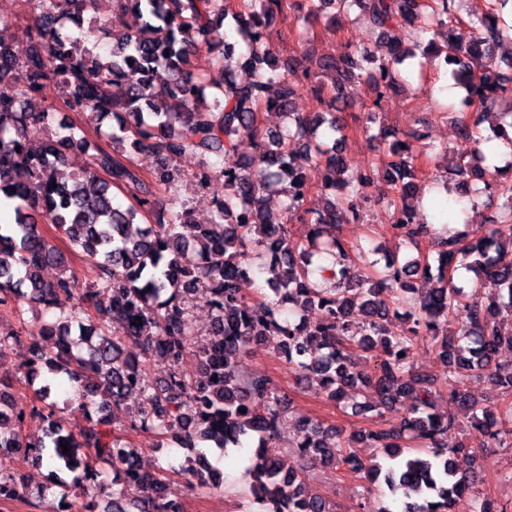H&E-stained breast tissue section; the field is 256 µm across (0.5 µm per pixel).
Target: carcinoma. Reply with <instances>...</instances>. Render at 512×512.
Returning a JSON list of instances; mask_svg holds the SVG:
<instances>
[{"instance_id":"cac0c4a2","label":"carcinoma","mask_w":512,"mask_h":512,"mask_svg":"<svg viewBox=\"0 0 512 512\" xmlns=\"http://www.w3.org/2000/svg\"><path fill=\"white\" fill-rule=\"evenodd\" d=\"M97 2L30 0L40 49L19 63L0 44V197L18 201L13 222L0 224V307L15 312L34 302L50 308L59 294H74L68 260L42 233L39 220L53 224L93 260L96 279L82 299L39 329L51 349L41 348L34 336L30 340L35 363L77 381L80 398L95 405L97 419L77 433L69 431L50 385L36 389L41 407L30 408L16 401L12 382L0 378V458L10 455L35 465L47 461L52 483L44 490L58 487L64 499L86 493L102 477L100 465L110 464L121 487L112 490L107 512H173L176 499L167 469L133 468L135 453L110 428L108 410L137 389L143 401L134 422L171 435L185 448L203 443L225 451L255 441L247 492L261 512H329L319 497L303 490L299 471L272 452L283 417L281 397L270 392L265 376L239 369L250 346L265 343L293 369L313 374L334 402L365 392L367 401L358 408L379 417L410 402L409 416L399 425L359 436L340 432L331 440L320 422H302L296 443L301 458L339 462L364 474L367 488L384 486L390 496L404 500L403 512H493L478 503L473 477L460 474L455 455L467 446L442 443L460 426L434 412L442 384L417 370L411 358L418 339H430L446 368L448 396L470 411L466 430L488 448L512 447V403L479 408L463 390L464 378L486 372L512 398V366L496 362L501 349H512V179L503 180V168L483 164L484 154L465 162L449 146L425 142L418 130L389 144L388 199L397 214L391 231L402 246L416 251L423 239H434L437 266L420 253L406 260L387 257L381 269L367 257L364 264L372 273L344 286L351 248L333 230L358 219L363 205L349 190L374 177L351 171L339 154L344 131L335 113L336 94L318 98L315 112L291 109L298 85L278 64L262 28L293 4L246 0L237 28L241 50H218L227 77L213 84L192 57L201 48L217 50L213 25L224 16L223 0H114L142 24L112 34L108 60L81 47V38L65 30L70 15L92 10ZM304 2L306 12L298 16L304 25L356 7L380 32L405 24L431 33L416 43L418 54L379 41L364 57L366 67L351 53L324 63L337 75L336 86L348 83L372 92L366 135L373 140L385 136L382 101L399 82V66L416 57L423 68L442 58L449 66L448 80L465 91L458 116L463 134L481 144L480 125L489 115L499 118L493 136L503 141L512 171V137L505 132L512 128V78L494 69L495 45L512 40V20L502 16L512 0H493L487 13L469 19L473 35L466 42L454 33L460 21L457 0ZM239 66L251 68L254 79L232 77ZM58 83L70 110L89 112L99 122L115 118L111 145L90 143L75 123L53 131L51 113L28 110L26 100ZM273 84L277 96L269 102L262 93ZM273 103L283 118L275 136L259 123V111ZM242 131L256 147L244 160L237 156ZM39 135L44 136L41 150L32 152L27 141ZM76 150L91 152L89 170L66 176L68 154ZM144 150L160 161L149 178L132 162ZM435 153L453 161V172L462 177L458 187L480 182L496 198L498 216L476 226L472 242L415 221L414 163ZM179 159L198 160L199 179L224 177V197L216 201L211 223H194L175 196L165 222L140 223L153 209L156 189L173 188ZM314 160L325 165L318 190L327 202L325 209L310 213L303 206L307 166ZM124 187L136 189L137 205L124 208L114 202L112 189ZM271 189L287 195L289 217L309 226L305 240L294 242L288 225L267 222L265 194ZM49 265L62 267L53 282L40 276ZM460 269L473 274L469 291L455 281ZM255 270L266 274L272 293L263 302V318L237 286L242 275ZM200 288L209 294L213 328L190 376L178 365L194 339L188 299ZM283 305L294 313L321 309L323 315L311 322L291 320L281 317ZM401 308L409 326L405 334L393 336L384 321ZM151 321L158 324L155 336L144 334ZM129 343L170 364L169 377L152 382L144 361L130 360ZM370 349L380 352V363L365 374L357 370L355 354ZM33 412L46 423L44 435L36 439L24 434ZM357 440L380 456L364 464L349 449ZM62 443L69 452H63ZM65 473L72 478L65 479ZM2 485L27 496L24 475L14 468L0 467Z\"/></svg>"}]
</instances>
